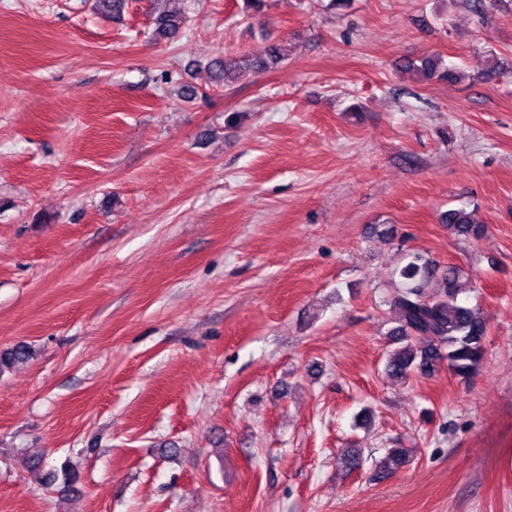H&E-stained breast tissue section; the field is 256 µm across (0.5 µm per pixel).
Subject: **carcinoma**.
<instances>
[{"label":"carcinoma","instance_id":"carcinoma-1","mask_svg":"<svg viewBox=\"0 0 512 512\" xmlns=\"http://www.w3.org/2000/svg\"><path fill=\"white\" fill-rule=\"evenodd\" d=\"M126 0H96V9L104 15L119 16ZM185 18L178 12L157 10L153 18V36L175 41L180 38ZM286 53L274 42L265 56L258 59H229L215 56L208 63L212 82H224L231 70L259 72L275 69L284 61ZM408 67L419 71L425 79L436 76L448 78L454 73L442 68V61L435 56H425L408 62ZM448 231L458 238L479 237L484 227L462 206L448 210L444 217ZM399 289L392 299L398 316L397 326L391 330L395 347L389 351L385 373L394 380L407 381L414 376L427 377L447 367L448 372L460 381L470 380L481 366L486 353L488 327L485 318L474 309L458 302L459 294L469 286L462 280L456 266H448L437 292L430 294L429 267L416 256L399 272ZM31 350L17 346L0 353V370L23 362ZM409 462L406 448H390L381 461L380 468L392 472Z\"/></svg>","mask_w":512,"mask_h":512}]
</instances>
